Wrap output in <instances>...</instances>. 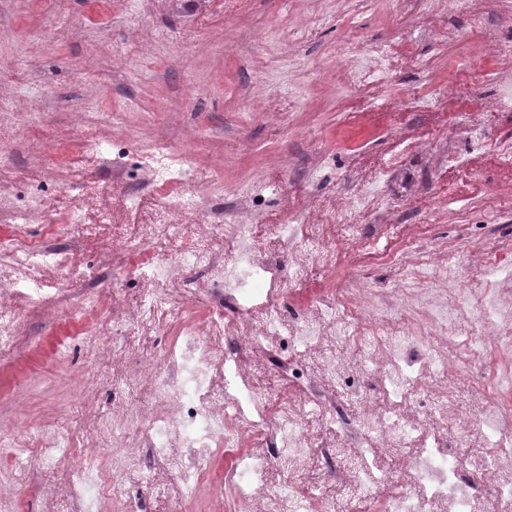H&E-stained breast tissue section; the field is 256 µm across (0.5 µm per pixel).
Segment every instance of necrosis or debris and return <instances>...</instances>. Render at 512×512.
Returning a JSON list of instances; mask_svg holds the SVG:
<instances>
[{"label": "necrosis or debris", "mask_w": 512, "mask_h": 512, "mask_svg": "<svg viewBox=\"0 0 512 512\" xmlns=\"http://www.w3.org/2000/svg\"><path fill=\"white\" fill-rule=\"evenodd\" d=\"M448 97L464 114L450 128L458 140L470 138L488 113L512 107L508 96L464 95L457 80ZM139 164L162 204L143 213L138 236L121 223L110 236L113 252L148 282L139 305L118 306L93 282L75 304L67 290L45 292L36 275L47 266L78 270L77 245L96 237L102 212L78 203L59 212L38 198L0 216V266L30 271L15 278L0 270V362L12 360L22 333L23 294L64 318L54 358L65 361L74 346L85 347L92 361L109 364L121 394L83 436L61 419L44 431H0V453L12 468L32 465L48 475L70 461L65 495L42 485L44 512H135L129 489L170 477L184 501L207 487L208 512H344L348 497L374 486L382 489L374 497L378 512H512V280L488 279L496 256L473 262L463 287L452 289L453 259L415 249L406 287L339 289L336 315L324 311L322 296L292 309L263 298L271 256L287 253L304 274L348 248L375 245L381 231L405 233L387 204L345 194L333 206L334 239L315 230L297 239L288 215L270 238L262 213L242 221L229 207L217 218L200 209L183 189L191 174L182 155L167 145H146ZM34 223L42 235L31 234ZM201 293L208 305L198 317L191 307ZM160 312L173 317L176 335L160 358L131 360L130 330H157ZM104 317L108 339L99 327ZM284 335L315 351L302 397L257 386L270 371L288 373ZM359 346L363 363L348 367L345 353ZM481 365L487 382L461 386L465 369ZM47 432L56 452L43 449ZM378 448L399 454L398 472L365 466ZM220 453L228 461L221 472L213 465ZM313 469L336 494L313 493ZM277 471L283 481L274 479Z\"/></svg>", "instance_id": "obj_1"}]
</instances>
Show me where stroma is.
Instances as JSON below:
<instances>
[{"label": "stroma", "instance_id": "35a3bbf8", "mask_svg": "<svg viewBox=\"0 0 512 512\" xmlns=\"http://www.w3.org/2000/svg\"><path fill=\"white\" fill-rule=\"evenodd\" d=\"M488 28L472 31L461 12L415 4L389 9L386 0H206L180 10L172 0H112L100 19L95 0H0V91L10 121L0 126V169L12 187L1 204L25 206L34 196L66 205L76 194L92 202L112 195L109 172L92 163L87 128L113 137L123 148L124 180L141 179L138 155L158 141L178 149L193 179L186 186L204 202L218 196L252 197L275 224L284 209L302 218L300 233L318 223L319 207L346 192L384 195L392 183L439 199L447 185L456 196L436 220L419 219L417 243L431 252L456 247L460 270L476 256L470 242L492 252H512V212L487 222L483 205L490 186L512 188V167L502 163L495 137L512 133V111L485 119L463 149L485 180L464 168H432L438 136L448 133L443 89L451 76L487 64L486 38L512 42V5L488 0ZM459 34L448 41V28ZM388 83L361 89L341 82L340 71L363 61L365 48L397 45ZM397 103L386 111L384 100ZM394 125L398 136L386 134ZM416 141L417 155L403 154L401 139ZM398 162L392 181L386 163ZM269 182L276 195H257ZM100 240L81 247L84 268L107 264L99 286L133 306L146 283L128 276L124 256H103ZM394 240L376 246L381 260L349 254L336 259L346 287L393 288L397 273L386 255ZM323 273L289 277L272 267L268 288L303 300L327 287ZM56 336L54 317L27 314L16 355L46 359ZM99 371L83 348L68 362L19 380L0 363V422L22 418L40 427L63 411L66 391L92 381ZM65 490L66 469L29 476L0 460V485L40 512L38 487Z\"/></svg>", "mask_w": 512, "mask_h": 512}]
</instances>
